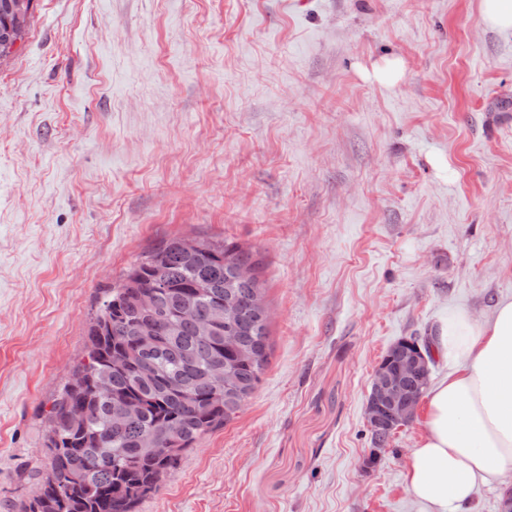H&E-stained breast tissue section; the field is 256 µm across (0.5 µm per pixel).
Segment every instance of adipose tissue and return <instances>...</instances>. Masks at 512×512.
Wrapping results in <instances>:
<instances>
[{
  "label": "adipose tissue",
  "mask_w": 512,
  "mask_h": 512,
  "mask_svg": "<svg viewBox=\"0 0 512 512\" xmlns=\"http://www.w3.org/2000/svg\"><path fill=\"white\" fill-rule=\"evenodd\" d=\"M438 347L448 373L426 394L406 472L419 512H452L512 470V299L486 320L449 309Z\"/></svg>",
  "instance_id": "1"
}]
</instances>
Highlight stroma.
I'll use <instances>...</instances> for the list:
<instances>
[{
  "mask_svg": "<svg viewBox=\"0 0 512 512\" xmlns=\"http://www.w3.org/2000/svg\"><path fill=\"white\" fill-rule=\"evenodd\" d=\"M174 236L261 253L272 353L139 512H418L426 411L367 469L364 404L396 341L512 298V32L480 0H34L0 59V512L100 288Z\"/></svg>",
  "mask_w": 512,
  "mask_h": 512,
  "instance_id": "35a3bbf8",
  "label": "stroma"
}]
</instances>
